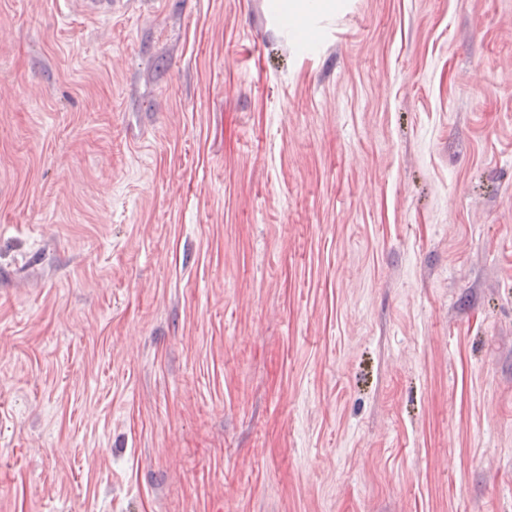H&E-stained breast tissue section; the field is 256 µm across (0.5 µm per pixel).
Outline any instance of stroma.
<instances>
[{
    "mask_svg": "<svg viewBox=\"0 0 512 512\" xmlns=\"http://www.w3.org/2000/svg\"><path fill=\"white\" fill-rule=\"evenodd\" d=\"M0 0V512H512V0ZM292 34L297 43L302 47H309L308 42L315 44L323 36L322 23L316 15L296 23L292 28ZM308 36L306 41L304 37Z\"/></svg>",
    "mask_w": 512,
    "mask_h": 512,
    "instance_id": "obj_1",
    "label": "stroma"
}]
</instances>
